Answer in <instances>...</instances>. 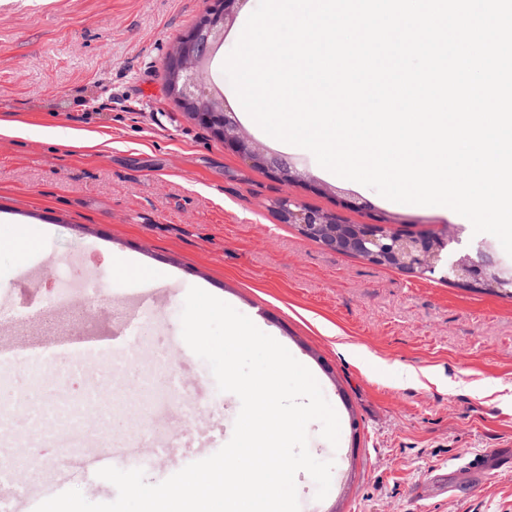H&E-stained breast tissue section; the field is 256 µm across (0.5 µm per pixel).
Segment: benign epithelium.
I'll return each instance as SVG.
<instances>
[{"label":"benign epithelium","instance_id":"benign-epithelium-1","mask_svg":"<svg viewBox=\"0 0 512 512\" xmlns=\"http://www.w3.org/2000/svg\"><path fill=\"white\" fill-rule=\"evenodd\" d=\"M246 0H217V5L205 16L186 38V43L197 44L200 54L195 56L188 52L177 58L175 78L183 75L197 76L209 53L214 31L230 20ZM184 104L193 112L199 124L211 130L224 141V148L237 154L251 164L265 166L275 180L287 185L307 181L297 167L282 158L268 155L251 139L238 130L235 113L205 105L199 84L187 90ZM288 223L295 224L306 231L322 232L320 243L327 249L348 256H359L368 253L367 244L376 242V234L380 224H345L337 216L310 208L294 199H286L285 210L282 212ZM405 251L410 254L413 266L421 269L435 270L441 261L442 249L448 231L395 232ZM492 266L490 257L479 250L476 254L460 253L452 263V269L458 275L456 283L462 286L484 287L489 279Z\"/></svg>","mask_w":512,"mask_h":512}]
</instances>
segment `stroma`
Segmentation results:
<instances>
[{"label":"stroma","instance_id":"1","mask_svg":"<svg viewBox=\"0 0 512 512\" xmlns=\"http://www.w3.org/2000/svg\"><path fill=\"white\" fill-rule=\"evenodd\" d=\"M212 0H0V220L41 226L40 250L18 263L0 239V323L36 347L65 336L111 347L117 372L157 379L154 337L173 358L195 415L148 428L115 405L114 438L197 439L233 431L240 400L212 405L213 374L176 344L189 287L233 302L318 375L342 426L338 446L308 427L311 454L334 463L316 500L307 472L295 478L300 512H512V298L448 281L446 266L410 276L342 255L300 234L275 213L278 199L336 213L349 224L389 219L391 228L439 230L449 217L391 205L376 191L327 177L314 156L240 126L261 147L292 161L315 188L283 185L225 149L166 90L165 65ZM258 0L227 24L201 74L206 93L239 111L223 63ZM86 131L91 148L69 143ZM355 195L368 209L343 207ZM107 253L170 271L167 282L108 277ZM154 289L160 303L123 343L112 336L130 297ZM102 307L90 321L63 322L52 290ZM42 317H34V310ZM359 422L351 434L350 418ZM493 448L503 459L476 474L465 462Z\"/></svg>","mask_w":512,"mask_h":512}]
</instances>
